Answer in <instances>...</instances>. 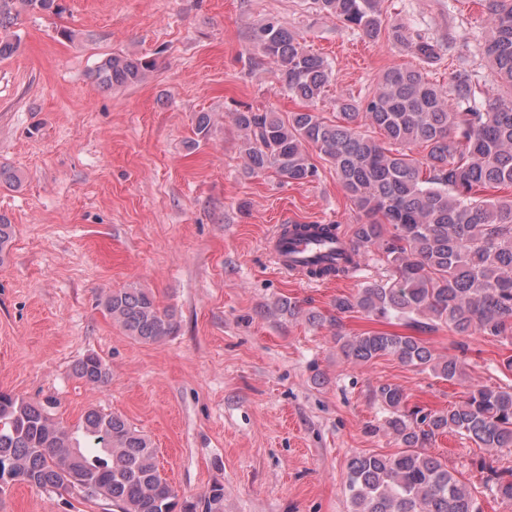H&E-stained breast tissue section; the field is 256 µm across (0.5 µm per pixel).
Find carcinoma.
Listing matches in <instances>:
<instances>
[{"instance_id":"1","label":"carcinoma","mask_w":512,"mask_h":512,"mask_svg":"<svg viewBox=\"0 0 512 512\" xmlns=\"http://www.w3.org/2000/svg\"><path fill=\"white\" fill-rule=\"evenodd\" d=\"M320 11L369 39L384 29L379 0H315ZM29 11L60 10L57 0H0V22L15 5ZM487 37L483 54L494 81L511 93L491 95L477 75L458 70L444 89L424 65L443 45L424 35L391 30L394 42L416 60L386 70L363 98L336 96V122L315 108L333 77L328 60L306 49L304 38L277 19L255 27L250 40L278 68L288 96L300 103L283 120L271 109L249 106L230 113L243 134L244 167L250 174L274 171L288 183L318 175L307 146L331 164L359 222L349 239L354 251L375 248L393 277L375 281L334 301L336 323L359 313L400 325L409 333L364 331L336 334V345L354 364L392 356L439 379L465 385V395L446 410L407 407L396 384L385 382L373 399L387 412L385 428L399 444L390 454H368L347 464L345 489L352 512H480L477 489L428 452L437 437L454 433L492 455L512 447V381L499 386L465 384V345L458 355L436 354L421 335L447 329L452 336H487L512 343V0H484ZM155 68L149 57L114 55L98 66L111 86L139 83ZM378 130L375 139L362 125ZM423 146L427 153H407ZM336 224H294L293 237L335 240ZM14 225L0 215V262ZM342 259L313 266L322 279L349 275ZM104 308L128 335L144 343L177 332L174 315L152 294L129 286L106 295ZM290 319L322 323L290 298L279 301ZM85 384L102 386L109 371L93 353L74 366ZM494 494L512 501V471L489 479ZM16 483L103 498L118 512H224V488L179 504L160 474L151 440L122 417L88 409L75 428L55 420L40 402L0 392V493Z\"/></svg>"}]
</instances>
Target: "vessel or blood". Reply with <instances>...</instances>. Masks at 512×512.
Instances as JSON below:
<instances>
[{
  "label": "vessel or blood",
  "instance_id": "vessel-or-blood-1",
  "mask_svg": "<svg viewBox=\"0 0 512 512\" xmlns=\"http://www.w3.org/2000/svg\"><path fill=\"white\" fill-rule=\"evenodd\" d=\"M269 253L285 274L293 278H303L305 261L315 260L328 265L335 261L337 254L351 255L352 250L346 241L318 244L311 240L292 238L284 235L282 226H275L268 239Z\"/></svg>",
  "mask_w": 512,
  "mask_h": 512
}]
</instances>
